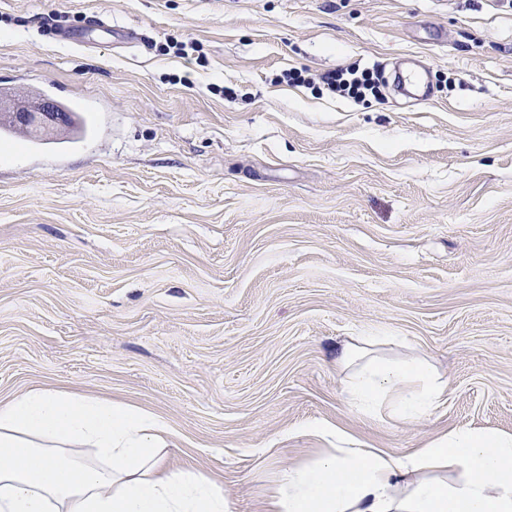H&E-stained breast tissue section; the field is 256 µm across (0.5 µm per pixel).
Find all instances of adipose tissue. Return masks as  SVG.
<instances>
[{
  "label": "adipose tissue",
  "mask_w": 512,
  "mask_h": 512,
  "mask_svg": "<svg viewBox=\"0 0 512 512\" xmlns=\"http://www.w3.org/2000/svg\"><path fill=\"white\" fill-rule=\"evenodd\" d=\"M389 337L365 336L336 359L360 411L408 421L447 391L419 358H389ZM333 448L280 471L263 512H512V435L454 428L406 454L354 447L320 425ZM177 433L161 416L61 389L0 403V512H231L200 473L168 470Z\"/></svg>",
  "instance_id": "1"
}]
</instances>
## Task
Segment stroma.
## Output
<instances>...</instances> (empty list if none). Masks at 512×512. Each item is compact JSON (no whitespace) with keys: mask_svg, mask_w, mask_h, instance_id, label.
Returning <instances> with one entry per match:
<instances>
[{"mask_svg":"<svg viewBox=\"0 0 512 512\" xmlns=\"http://www.w3.org/2000/svg\"><path fill=\"white\" fill-rule=\"evenodd\" d=\"M63 12L139 39L61 45ZM414 59L424 102L276 80ZM42 90L99 111L76 143H0V402L161 415L166 466L232 512L319 458L317 422L398 454L512 434V0H0V96ZM362 336L447 381L431 415L351 404L336 353Z\"/></svg>","mask_w":512,"mask_h":512,"instance_id":"35a3bbf8","label":"stroma"}]
</instances>
